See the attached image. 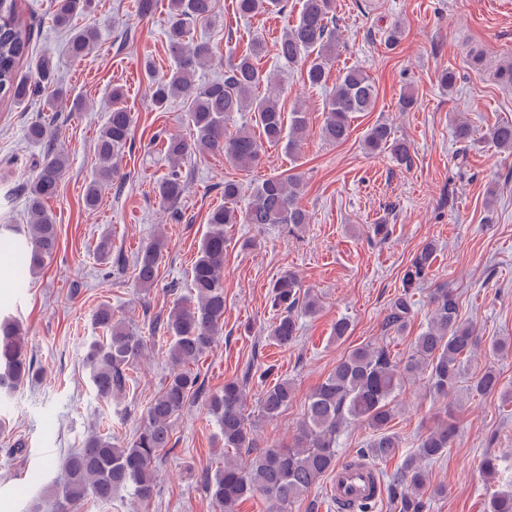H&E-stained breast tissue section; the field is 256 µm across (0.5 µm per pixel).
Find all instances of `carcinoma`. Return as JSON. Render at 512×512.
Wrapping results in <instances>:
<instances>
[{
	"label": "carcinoma",
	"instance_id": "1",
	"mask_svg": "<svg viewBox=\"0 0 512 512\" xmlns=\"http://www.w3.org/2000/svg\"><path fill=\"white\" fill-rule=\"evenodd\" d=\"M288 0H235L236 12L249 17L261 12L280 13ZM88 7L86 0H55L53 22L70 27L74 15ZM216 0H169L173 15L166 31L169 56L175 64L172 72L154 81L152 101L158 108L172 100L186 98V114L193 127V140L171 136L164 143L167 171L157 183V193L164 202L175 201L186 191L182 173L184 160L192 154H219L236 167L247 170L256 166L263 145H285L288 154L296 152L307 128V113L295 107L283 115L279 96L270 91L262 96L257 90L273 84L276 76L258 66L263 43L255 39L242 54L217 59L213 47L190 39V23L212 17ZM335 0H302L295 24L278 42V57L288 66H306L307 82L312 87L325 83L326 71L336 55L338 34L332 26ZM97 40L91 25L73 29L70 54L79 59L89 53ZM30 48V31L18 0H0V99L21 103L38 95L42 88L19 73L21 62ZM224 64V79L195 83L198 70ZM378 90L371 78L359 68L343 71L329 97L322 126L326 141L336 144L348 139L350 118L355 112H370ZM123 91L112 90V109L96 140L98 165L95 179L87 186L85 205H97L99 190L112 183L118 172L114 159L131 143L132 116L123 104ZM234 112L253 113L262 133L250 129L230 130L227 116ZM26 138L48 145L42 161L35 165L27 188L30 224L21 238H0V251H11L30 271L41 268L58 245L57 227L45 203L58 189L68 157L55 148L60 129L51 122L38 120L26 128ZM487 139L500 152L512 155V123L492 126ZM366 150H386L394 161L408 166L410 146L398 138L392 127L377 123L363 139ZM303 185L295 174L270 177L255 185L244 206L242 186L234 179L224 181V205L210 211L191 271L190 296L177 300L165 319L152 322L153 332H162L168 344L171 371L160 391L149 401L132 442L119 446L112 437L101 433L88 436L83 447L71 452L65 461L66 479L59 498V512L93 496L110 500L128 489L138 502L146 504L156 494L157 481L152 463L172 441V423L192 398H205L209 415L220 428L225 448L251 449L255 442L247 413L246 384L227 381L221 389L208 393L199 374L190 365L212 350L224 332V251L229 224L265 226L286 224L293 229L309 223L308 212L299 199ZM434 244L428 243L414 256L403 274V291L391 302L384 318L387 331H405L413 314L412 289L423 283L430 272ZM165 240L158 234L136 256L133 265L137 286L147 291L158 279L164 260ZM433 311L427 327L415 337L411 354L404 360L391 357L390 351L369 344L353 349L341 358L328 377L311 393L294 442L287 448H266L248 463L224 455V466L202 472L206 492L223 509L236 512L246 498L262 497L274 512H288L292 504L315 487L322 477L339 466L336 437L353 421L366 423L373 435L358 457L390 459L399 452L400 440L389 429L395 416L392 402L397 391L421 375H426L429 393L446 397L458 390L465 377V359L474 355L481 344L475 327L459 315L453 289L439 287L431 294ZM271 305L277 312L270 337L286 346L297 338V312L313 314L317 303L301 293L299 281L288 273L275 281ZM102 335L87 345L83 358L95 397L109 404L130 393L134 368L144 349V338L120 320H114L112 308L100 306L93 316ZM39 376L32 356L28 355L25 330L11 316L0 319V396H10L21 386ZM470 390L477 395L498 393L512 399V391H501L500 375L488 367ZM294 388L287 379L263 387L255 407L266 420H275L288 409ZM454 425L444 422L421 438L417 448L406 455L393 479V494L398 496L402 512H426L424 491L428 478L423 463L441 457L451 447ZM490 512H512V494L489 493Z\"/></svg>",
	"mask_w": 512,
	"mask_h": 512
}]
</instances>
